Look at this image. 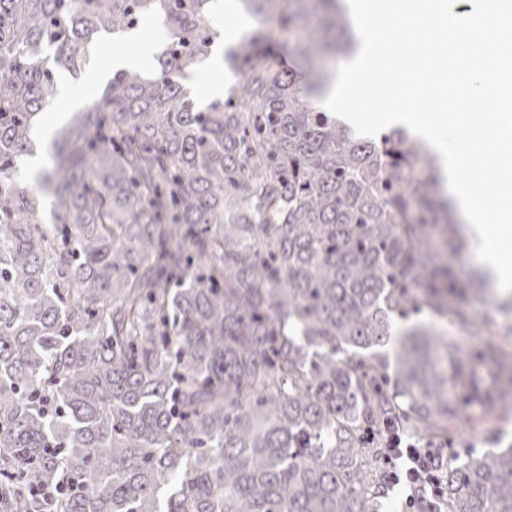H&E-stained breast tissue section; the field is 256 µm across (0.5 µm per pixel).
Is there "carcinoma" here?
Here are the masks:
<instances>
[{
	"label": "carcinoma",
	"instance_id": "carcinoma-1",
	"mask_svg": "<svg viewBox=\"0 0 512 512\" xmlns=\"http://www.w3.org/2000/svg\"><path fill=\"white\" fill-rule=\"evenodd\" d=\"M211 2L0 0V512H379L384 423L428 436L484 398L449 396L471 354L432 322L395 338L424 309L493 331L448 306L477 285L436 156L315 104L346 0H240L304 36L285 68L260 35L226 48L239 80L202 107L181 80ZM149 14L159 69L112 75L21 187L56 73ZM441 481L447 512H512V448ZM451 263L460 279H466L478 271H484L476 255L471 252L466 235L464 236L462 252L455 255L451 259Z\"/></svg>",
	"mask_w": 512,
	"mask_h": 512
}]
</instances>
